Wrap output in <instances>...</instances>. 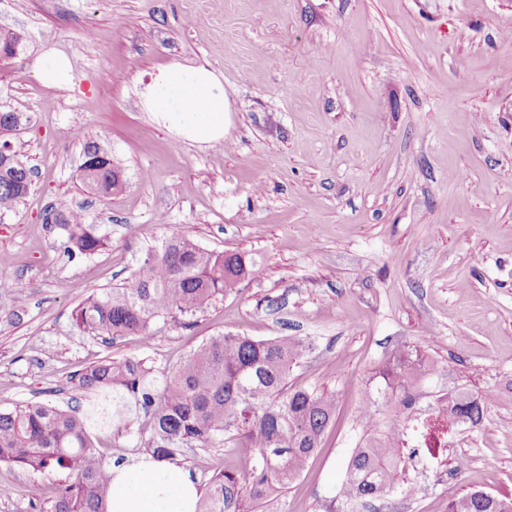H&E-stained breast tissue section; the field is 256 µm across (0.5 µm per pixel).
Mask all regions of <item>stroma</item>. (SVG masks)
Listing matches in <instances>:
<instances>
[{
    "label": "stroma",
    "instance_id": "obj_1",
    "mask_svg": "<svg viewBox=\"0 0 512 512\" xmlns=\"http://www.w3.org/2000/svg\"><path fill=\"white\" fill-rule=\"evenodd\" d=\"M1 29L26 39L0 61V107L29 117L9 140L35 176L0 213V279L23 285L0 291V407L66 406L75 375L106 357L171 368L213 336H293L306 352L290 384L332 393L336 413L300 478L254 512H341L373 376L417 349L435 370L410 406L380 404L381 427L406 429L458 390L493 398L416 472L422 493L366 512L512 498V0H0ZM50 47L70 61L69 88L33 73ZM173 61L222 74L221 143L178 139L144 112V82ZM88 141L110 151L121 193L81 183ZM71 208L105 250L67 257L48 218ZM179 231L260 276L148 344L76 326L88 294ZM253 454L194 448L179 465L203 491ZM60 480L0 465V512H36Z\"/></svg>",
    "mask_w": 512,
    "mask_h": 512
}]
</instances>
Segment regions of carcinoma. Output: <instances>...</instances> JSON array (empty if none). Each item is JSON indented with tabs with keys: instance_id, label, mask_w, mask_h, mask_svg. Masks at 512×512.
Here are the masks:
<instances>
[{
	"instance_id": "1",
	"label": "carcinoma",
	"mask_w": 512,
	"mask_h": 512,
	"mask_svg": "<svg viewBox=\"0 0 512 512\" xmlns=\"http://www.w3.org/2000/svg\"><path fill=\"white\" fill-rule=\"evenodd\" d=\"M29 122L21 112H0V136ZM86 164L79 178L89 190L112 195V157L96 142L84 146ZM33 170L16 151L0 161V213L12 210L32 186ZM67 232L68 256L105 249L109 238L87 223L80 210L57 214ZM261 272L239 254L215 253L188 235H174L147 252L138 270L123 283L86 296L75 310L76 324L105 342L135 334L150 342L158 322L192 317L241 280ZM295 338L255 340L213 336L171 369L142 360L110 358L78 375L75 387L90 391L85 410L44 404L0 408V464L35 473L65 475L39 512H106L112 481L90 437L93 425L112 434L141 437L153 458L176 460L186 448H253L256 458L213 474L198 512H243V503H266L279 488L301 476L333 420L334 396L317 389L292 387L288 377L302 358ZM433 365L417 350L397 354L383 365L368 389L362 409V440L352 452L339 497L347 512L390 491H417L414 461L438 449L406 440L384 429L376 417L379 399L403 405L414 384ZM491 397L458 391L448 395L445 411L481 425ZM148 428L136 427L139 417ZM512 498H479L468 492L448 503V512H512Z\"/></svg>"
}]
</instances>
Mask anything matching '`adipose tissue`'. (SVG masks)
Masks as SVG:
<instances>
[{
	"label": "adipose tissue",
	"mask_w": 512,
	"mask_h": 512,
	"mask_svg": "<svg viewBox=\"0 0 512 512\" xmlns=\"http://www.w3.org/2000/svg\"><path fill=\"white\" fill-rule=\"evenodd\" d=\"M141 103L177 138L201 146L224 138L228 99L214 69L169 63L144 84ZM108 512H196L200 492L184 469L145 456L110 462Z\"/></svg>",
	"instance_id": "ef3b65f1"
}]
</instances>
